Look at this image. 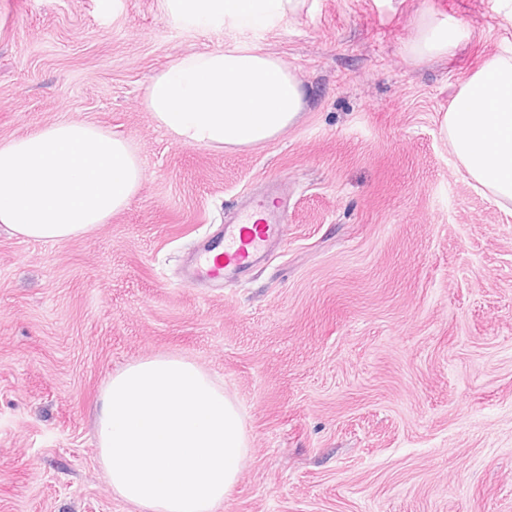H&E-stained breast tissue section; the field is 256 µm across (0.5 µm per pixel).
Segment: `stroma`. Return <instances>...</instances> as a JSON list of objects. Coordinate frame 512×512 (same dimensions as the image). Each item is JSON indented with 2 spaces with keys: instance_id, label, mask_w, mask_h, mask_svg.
I'll use <instances>...</instances> for the list:
<instances>
[{
  "instance_id": "35a3bbf8",
  "label": "stroma",
  "mask_w": 512,
  "mask_h": 512,
  "mask_svg": "<svg viewBox=\"0 0 512 512\" xmlns=\"http://www.w3.org/2000/svg\"><path fill=\"white\" fill-rule=\"evenodd\" d=\"M512 0H301L262 29L166 0H0V142L59 122L128 139V206L62 242L0 229V512H139L100 463L113 373L194 361L249 452L217 512H512V212L476 192L442 119L512 54ZM426 12L463 24L410 60ZM249 42L309 89L249 149L178 143L142 107L190 53ZM274 185L286 233L245 279L183 280L199 239Z\"/></svg>"
}]
</instances>
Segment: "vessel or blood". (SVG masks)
I'll return each instance as SVG.
<instances>
[{
	"label": "vessel or blood",
	"mask_w": 512,
	"mask_h": 512,
	"mask_svg": "<svg viewBox=\"0 0 512 512\" xmlns=\"http://www.w3.org/2000/svg\"><path fill=\"white\" fill-rule=\"evenodd\" d=\"M284 209L271 204L269 198L254 199L225 225L223 234L203 240L188 267L187 278L212 287L245 274L260 264L270 245L281 239Z\"/></svg>",
	"instance_id": "b4317fda"
}]
</instances>
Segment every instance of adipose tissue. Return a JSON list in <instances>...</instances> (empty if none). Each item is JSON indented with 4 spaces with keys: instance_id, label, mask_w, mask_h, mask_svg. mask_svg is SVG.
Returning a JSON list of instances; mask_svg holds the SVG:
<instances>
[{
    "instance_id": "obj_1",
    "label": "adipose tissue",
    "mask_w": 512,
    "mask_h": 512,
    "mask_svg": "<svg viewBox=\"0 0 512 512\" xmlns=\"http://www.w3.org/2000/svg\"><path fill=\"white\" fill-rule=\"evenodd\" d=\"M299 0H168L171 14L199 23L220 15L242 29L266 25ZM469 36L458 23L422 15L408 56L454 53ZM308 90L277 56L248 43L183 57L157 73L142 104L185 145L249 148L294 124ZM471 186L512 207V57L495 55L461 86L443 117ZM127 140L92 125L57 123L0 145V226L34 240L93 232L122 211L141 184Z\"/></svg>"
}]
</instances>
